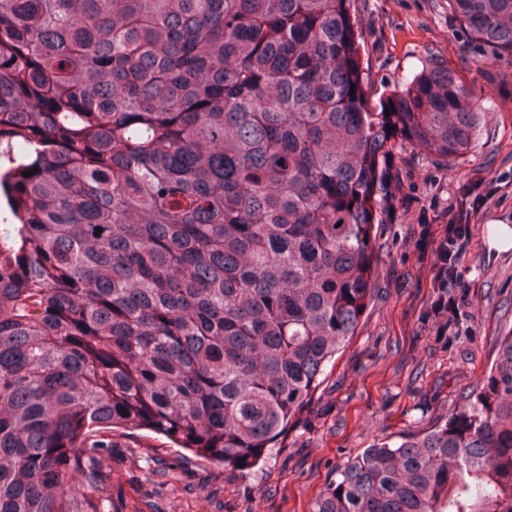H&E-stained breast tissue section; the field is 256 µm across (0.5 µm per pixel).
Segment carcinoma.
Masks as SVG:
<instances>
[{
    "instance_id": "obj_1",
    "label": "carcinoma",
    "mask_w": 512,
    "mask_h": 512,
    "mask_svg": "<svg viewBox=\"0 0 512 512\" xmlns=\"http://www.w3.org/2000/svg\"><path fill=\"white\" fill-rule=\"evenodd\" d=\"M348 2L0 0V512H113L121 430L249 470L355 335L392 131L451 161L482 113L435 68L370 111ZM448 2L512 63V0ZM309 512H512V332Z\"/></svg>"
}]
</instances>
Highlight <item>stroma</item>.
I'll return each mask as SVG.
<instances>
[{
    "mask_svg": "<svg viewBox=\"0 0 512 512\" xmlns=\"http://www.w3.org/2000/svg\"><path fill=\"white\" fill-rule=\"evenodd\" d=\"M362 28L360 62L372 110L423 67L453 71L480 96L470 150L454 161L394 135L381 157L370 300L348 345L263 461L246 472L210 464L145 431L113 434L102 466L118 512H309L340 465L381 439L444 422L483 378L494 342L512 329V248L489 246L512 228V196L479 212L463 279L468 308L440 335L433 295L437 225L462 186L512 180V63L471 39L448 0H350Z\"/></svg>",
    "mask_w": 512,
    "mask_h": 512,
    "instance_id": "stroma-1",
    "label": "stroma"
}]
</instances>
